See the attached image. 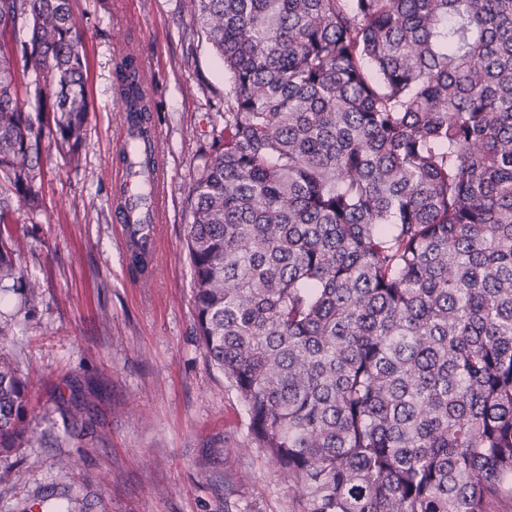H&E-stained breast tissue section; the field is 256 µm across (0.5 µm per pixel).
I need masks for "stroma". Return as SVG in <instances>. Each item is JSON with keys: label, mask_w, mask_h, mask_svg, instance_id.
<instances>
[{"label": "stroma", "mask_w": 512, "mask_h": 512, "mask_svg": "<svg viewBox=\"0 0 512 512\" xmlns=\"http://www.w3.org/2000/svg\"><path fill=\"white\" fill-rule=\"evenodd\" d=\"M90 112L78 162L46 149L42 204L13 205L17 267L0 282V351L29 383L36 447L0 455V512L42 493L64 512H288L287 475L196 335L188 194L222 126L228 77L183 0H75ZM134 50L155 91L165 185L148 281L125 260L112 208L123 112L113 52Z\"/></svg>", "instance_id": "1"}]
</instances>
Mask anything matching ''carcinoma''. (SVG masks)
Returning <instances> with one entry per match:
<instances>
[{
	"instance_id": "1",
	"label": "carcinoma",
	"mask_w": 512,
	"mask_h": 512,
	"mask_svg": "<svg viewBox=\"0 0 512 512\" xmlns=\"http://www.w3.org/2000/svg\"><path fill=\"white\" fill-rule=\"evenodd\" d=\"M231 74L190 194L208 362L288 512H501L512 493V0H187ZM73 0H0V281L12 200L40 206L43 143L89 111ZM132 136L154 127L114 56ZM150 224L125 225L149 276ZM0 352V454L41 440Z\"/></svg>"
}]
</instances>
